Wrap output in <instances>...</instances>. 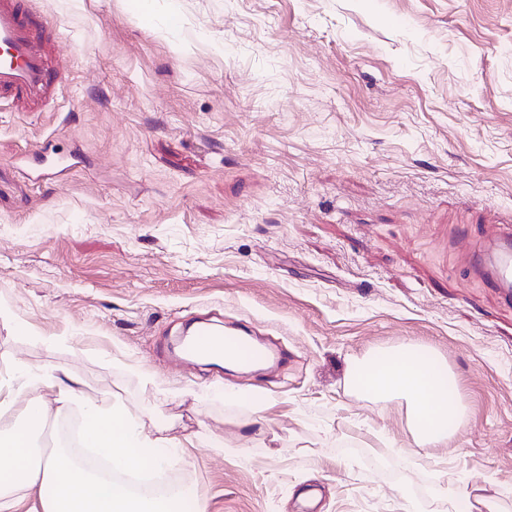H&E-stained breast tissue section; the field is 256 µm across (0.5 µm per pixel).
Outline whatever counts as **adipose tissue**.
I'll return each mask as SVG.
<instances>
[{"label":"adipose tissue","instance_id":"ef3b65f1","mask_svg":"<svg viewBox=\"0 0 512 512\" xmlns=\"http://www.w3.org/2000/svg\"><path fill=\"white\" fill-rule=\"evenodd\" d=\"M454 374L447 364L427 350L394 348L358 362L350 373L352 388L377 402L403 400L408 428L419 447L438 448L463 425V405L450 399ZM79 382L65 369H34L15 365L0 369V415L16 412L13 425L0 431V512L17 506L36 493L41 512H180L177 495L133 494L119 484L102 479L78 465L71 453L56 449L40 452L29 417L44 418L40 399L27 389H54L68 403ZM82 438L104 455L113 472L136 473L164 465L183 464L161 435L145 433L122 405L87 403Z\"/></svg>","mask_w":512,"mask_h":512}]
</instances>
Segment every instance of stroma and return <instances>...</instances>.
I'll return each mask as SVG.
<instances>
[{"label":"stroma","mask_w":512,"mask_h":512,"mask_svg":"<svg viewBox=\"0 0 512 512\" xmlns=\"http://www.w3.org/2000/svg\"><path fill=\"white\" fill-rule=\"evenodd\" d=\"M32 6L65 79L0 100V366L167 425L207 512H512V305L463 265L512 224V0ZM194 322L287 358L184 360ZM408 344L455 375L444 447L350 386ZM465 512H499L503 510L490 487L475 484L466 496Z\"/></svg>","instance_id":"1"}]
</instances>
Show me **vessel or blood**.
I'll return each instance as SVG.
<instances>
[{
	"mask_svg": "<svg viewBox=\"0 0 512 512\" xmlns=\"http://www.w3.org/2000/svg\"><path fill=\"white\" fill-rule=\"evenodd\" d=\"M57 38L46 20L30 9L29 0H0V99L11 101L22 112H39L47 106L61 75L53 66ZM467 267L512 300V224L502 225L491 249L469 252ZM220 342L251 362L269 357L245 337L227 335L218 342L205 329L199 330L185 350L202 354Z\"/></svg>",
	"mask_w": 512,
	"mask_h": 512,
	"instance_id": "obj_1",
	"label": "vessel or blood"
}]
</instances>
